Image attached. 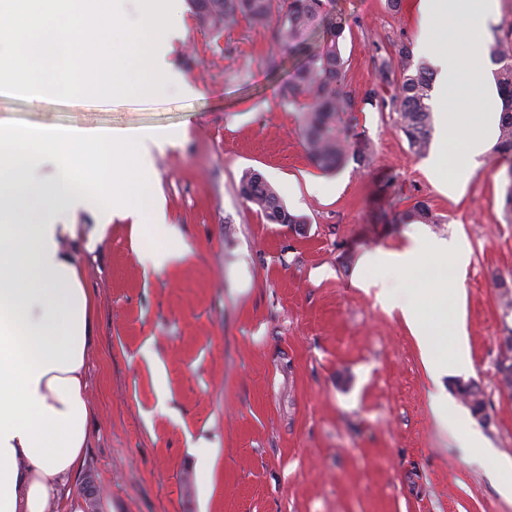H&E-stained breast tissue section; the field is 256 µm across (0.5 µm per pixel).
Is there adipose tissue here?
<instances>
[{"instance_id":"ef3b65f1","label":"adipose tissue","mask_w":512,"mask_h":512,"mask_svg":"<svg viewBox=\"0 0 512 512\" xmlns=\"http://www.w3.org/2000/svg\"><path fill=\"white\" fill-rule=\"evenodd\" d=\"M497 0H419L421 25L443 19L486 39ZM454 102L451 124L462 131L468 154L486 150L489 135L468 124V91L486 85L483 58L469 61L465 75L446 72ZM161 140L150 134L117 136L101 130H28L0 133V512H48L69 499L67 486L79 470L90 437L87 362L95 342L94 302L72 252L104 242L112 218L132 221L133 236L154 242L145 255L155 270L173 257L176 234L163 201L149 211L131 207V194L151 177L147 165ZM93 212L92 224L77 223ZM433 258L465 272L463 241L430 242L410 233L405 246L365 255L366 270H404ZM384 305L399 311L421 351L431 380L446 363L431 350L440 326L392 290Z\"/></svg>"}]
</instances>
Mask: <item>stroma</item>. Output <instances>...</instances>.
Masks as SVG:
<instances>
[{"mask_svg": "<svg viewBox=\"0 0 512 512\" xmlns=\"http://www.w3.org/2000/svg\"><path fill=\"white\" fill-rule=\"evenodd\" d=\"M418 0H336L346 22L342 55L355 108L346 160L326 173L310 160L300 109L279 104L303 52L272 48L247 21L215 34L180 0L181 37L166 58L183 84L119 100L29 99L0 93V129H104L162 135L149 157L147 198H161L184 257L162 273L143 260L150 239L113 218L94 253L76 250L95 298L88 360L92 406L84 463L72 479L104 495L100 512H512L500 459H512V390L498 372L512 314V208L493 151L469 156L447 130L433 90L429 151L411 150L379 88L378 54L422 38L449 57L488 46L442 22L421 27ZM377 89L378 99L365 94ZM259 171L303 230L266 223L239 194ZM423 202L437 221L428 239H462L464 277L427 310L459 314L465 342L440 332L433 350L466 362L432 384L398 312L354 279L367 253L398 249ZM485 393V420L459 399V383ZM454 400L480 440L462 447L430 395Z\"/></svg>", "mask_w": 512, "mask_h": 512, "instance_id": "35a3bbf8", "label": "stroma"}]
</instances>
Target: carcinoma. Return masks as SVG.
I'll use <instances>...</instances> for the list:
<instances>
[{
  "label": "carcinoma",
  "instance_id": "1",
  "mask_svg": "<svg viewBox=\"0 0 512 512\" xmlns=\"http://www.w3.org/2000/svg\"><path fill=\"white\" fill-rule=\"evenodd\" d=\"M193 14L200 27L213 32L235 23L238 18L251 24L270 27L271 41L285 50L302 49L313 36L319 43L281 90V105L291 106L308 100L303 107L302 134L310 159L322 171L341 167L349 154V144L341 136V115L353 110L354 101L344 80L345 61L341 45L345 24L336 16L335 0H191ZM490 58L497 65L494 77L502 109L497 162L506 164L509 179L507 203L512 204V32L499 38L490 48ZM402 77L399 94L392 99L401 131L417 155L430 146L432 111L430 106L434 71L423 61L414 60L410 45L402 41L394 54L377 62L376 73L383 84L391 75ZM240 195L256 205L270 224H302L304 220L288 212L264 177L246 172L239 183ZM473 416L484 417L482 391L472 385L458 387Z\"/></svg>",
  "mask_w": 512,
  "mask_h": 512
}]
</instances>
